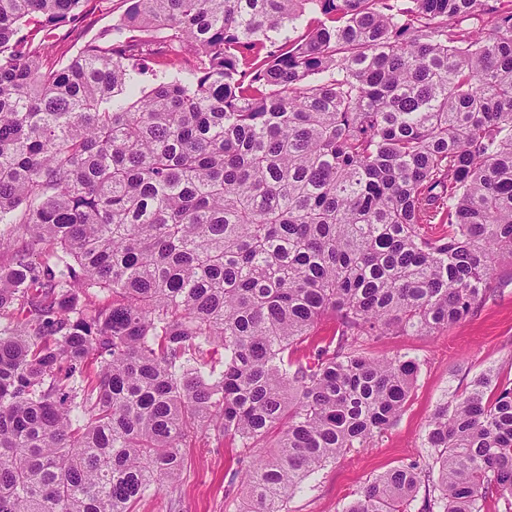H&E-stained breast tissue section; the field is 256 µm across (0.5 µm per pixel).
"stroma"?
<instances>
[{
  "label": "stroma",
  "mask_w": 512,
  "mask_h": 512,
  "mask_svg": "<svg viewBox=\"0 0 512 512\" xmlns=\"http://www.w3.org/2000/svg\"><path fill=\"white\" fill-rule=\"evenodd\" d=\"M124 0H88L74 27L63 28L51 60L75 55L122 14ZM487 300L464 321L431 336L391 335L366 344L367 356L394 354L419 365L411 398L396 424L366 449L355 448L305 481L291 512H344L362 487L402 463L427 461L424 426L435 409L482 375L512 380V263L498 266ZM185 469L140 501L135 512H237L246 482L238 473V449L203 437L184 450Z\"/></svg>",
  "instance_id": "35a3bbf8"
}]
</instances>
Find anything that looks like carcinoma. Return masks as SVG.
<instances>
[{
    "label": "carcinoma",
    "mask_w": 512,
    "mask_h": 512,
    "mask_svg": "<svg viewBox=\"0 0 512 512\" xmlns=\"http://www.w3.org/2000/svg\"><path fill=\"white\" fill-rule=\"evenodd\" d=\"M86 2L0 0V512H134L204 429L238 512H288L410 398L363 343L462 322L512 260V0H125L48 65ZM425 436L345 512L428 478L420 512H512V382Z\"/></svg>",
    "instance_id": "1"
}]
</instances>
